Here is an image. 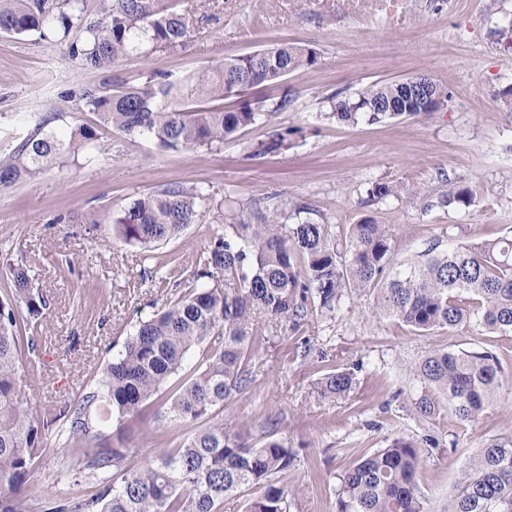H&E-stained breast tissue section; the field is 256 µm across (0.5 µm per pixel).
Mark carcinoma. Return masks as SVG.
I'll return each instance as SVG.
<instances>
[{
    "label": "carcinoma",
    "instance_id": "1",
    "mask_svg": "<svg viewBox=\"0 0 512 512\" xmlns=\"http://www.w3.org/2000/svg\"><path fill=\"white\" fill-rule=\"evenodd\" d=\"M0 33L66 41L67 58L105 76L80 99L100 122L129 137H145L167 151L220 145L256 124L262 105L244 92L275 83L318 63L312 48L283 44L184 78L145 72L131 85L112 77L130 54L184 48L193 30L188 9L177 0H104L103 16L84 18L83 0H0ZM398 103L416 114L431 110L410 99L402 81L371 87L356 99L331 100L328 117L344 124L397 118L383 107ZM56 112L27 117L30 127L0 156V189L33 179L52 164L82 152L106 154L94 129L78 127L72 140H57L48 127ZM467 188H450L445 202L468 207ZM211 197L199 189L167 186L136 199L114 219L119 238L149 252L196 223ZM292 213L260 208L230 214L224 233L200 254L180 296L141 322L107 363L96 389L59 406L28 403L23 360L37 350L29 331L46 320L47 302L32 287L23 259L9 262L10 286L0 293V512H224V502L243 500L244 512H287L288 473L294 455L272 435L248 444L216 411L251 388L257 337L277 328L306 324L318 306L334 309L346 292L373 290V313L393 319L417 335L456 329L470 321L460 308L464 295L475 304V326L485 334L512 335V236L464 240L447 234L417 255L399 260L391 238L371 219L339 237L332 225ZM187 372L164 402L152 437L154 457L135 463L138 449L109 448L91 423V407L104 419L117 415L133 425L148 402ZM421 393L415 414L434 421L449 413L473 424L503 393H512L498 359L477 350L433 349L413 367ZM354 384L347 370H326V395H344ZM69 425L79 455V476L65 491L41 494L29 484L46 436L59 421ZM203 426L167 444L170 429ZM437 439L396 438L361 457L344 472L336 512H425L418 482L422 449ZM95 492L79 489L83 482ZM448 512H512V435L488 439L462 473Z\"/></svg>",
    "mask_w": 512,
    "mask_h": 512
}]
</instances>
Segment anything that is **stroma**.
Here are the masks:
<instances>
[{"label":"stroma","mask_w":512,"mask_h":512,"mask_svg":"<svg viewBox=\"0 0 512 512\" xmlns=\"http://www.w3.org/2000/svg\"><path fill=\"white\" fill-rule=\"evenodd\" d=\"M194 34L186 49L128 57L117 75L136 84L142 72L187 76L282 43L315 49L319 61L275 85L247 90L249 99L288 109L264 113L224 145L178 152L100 125L77 98L100 73L68 60L56 42L0 33V155L25 134L26 115L56 112L61 138L94 127L107 157H78L0 191V289L7 259L26 257L50 319L36 334L26 371L27 397L63 401L91 391L101 364L117 356L138 322L180 294L196 259L224 231V215L206 210L198 223L158 246L152 260L113 233L137 198L169 185L200 188L216 205L269 200L290 211L305 204L313 219L346 233L370 218L397 250L424 249L437 235L494 239L512 230V109L500 94L512 87V46L498 36L512 24V0H194ZM426 75L446 99L431 115L339 125L327 119L329 98L351 99L366 88ZM286 150L252 156L277 132ZM393 194L371 198L373 184ZM471 188L470 207L447 205L449 186ZM370 292L345 295L334 310H315L299 330L259 342L251 360L252 390L225 403L224 419L252 442L268 432L296 453L286 483L289 512H336L343 473L362 456L399 437H437L423 451L418 479L427 512H448L462 471L485 440L512 435V394L476 423L451 415L435 422L411 411L420 384L410 368L430 350H487L512 374V335L479 334L471 325L416 335L376 316ZM353 371L351 391L322 394L324 367ZM65 426L48 437L32 480L55 492L78 458Z\"/></svg>","instance_id":"stroma-1"}]
</instances>
